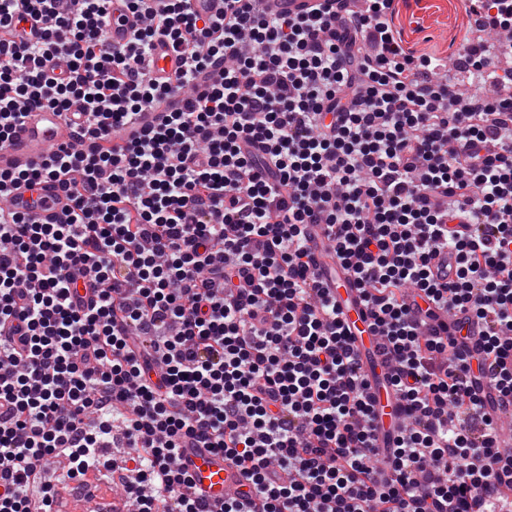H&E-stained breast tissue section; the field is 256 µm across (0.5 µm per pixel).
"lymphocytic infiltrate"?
<instances>
[{
  "instance_id": "1",
  "label": "lymphocytic infiltrate",
  "mask_w": 512,
  "mask_h": 512,
  "mask_svg": "<svg viewBox=\"0 0 512 512\" xmlns=\"http://www.w3.org/2000/svg\"><path fill=\"white\" fill-rule=\"evenodd\" d=\"M129 0L142 21L115 48L109 0H0V144L30 107L83 102L99 155L60 147L0 172V512H32L49 459H113L128 512H203L181 464L209 448L240 467L223 512H512V451L464 374L498 366L512 398V100L473 94L405 49L395 0H320L302 13L226 0ZM165 40L174 84L146 68ZM481 86L512 84L496 50L467 41ZM68 72L57 77L51 61ZM224 68L214 71L216 61ZM56 181L72 208L37 224L5 205ZM323 225L386 340L410 428L378 447L366 377L312 252ZM458 257L442 284L432 260ZM93 275L86 306L77 281ZM421 292L411 308L403 289ZM475 318L483 350L422 330L426 308Z\"/></svg>"
}]
</instances>
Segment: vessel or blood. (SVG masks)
Segmentation results:
<instances>
[{
	"instance_id": "b4317fda",
	"label": "vessel or blood",
	"mask_w": 512,
	"mask_h": 512,
	"mask_svg": "<svg viewBox=\"0 0 512 512\" xmlns=\"http://www.w3.org/2000/svg\"><path fill=\"white\" fill-rule=\"evenodd\" d=\"M140 24V19L131 13L128 0H111L108 36L112 46L127 44ZM179 66L180 59L170 45L156 46L150 63L152 78L170 82ZM81 110V104L75 103L65 112L30 111L13 140L0 146V172L28 168L53 149L71 144L76 131L74 115ZM10 205L32 221L55 224L63 219L72 203L54 182L48 181L33 190L20 187L14 192ZM324 282L328 294L336 301L351 344L369 379L366 396L374 407L372 427L378 445L388 447L391 438L404 432L406 422L401 412L402 401L390 380L392 367L386 360L378 330L347 269L335 267ZM473 389L483 398L485 412L501 426V438L512 445V408L501 404L489 379H482ZM182 463L191 472L194 495L207 512H221L225 496L244 482L241 472L225 460L222 453L209 448L185 449Z\"/></svg>"
}]
</instances>
